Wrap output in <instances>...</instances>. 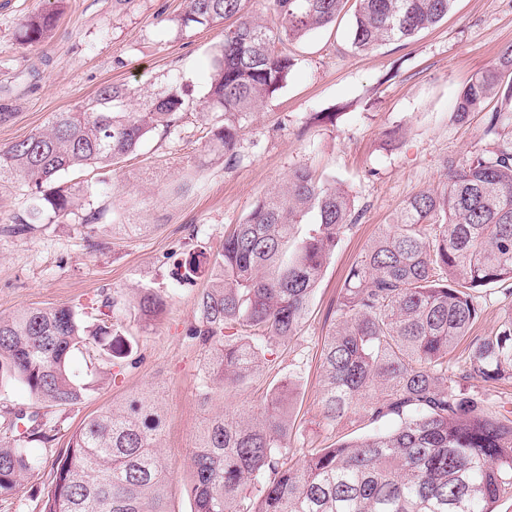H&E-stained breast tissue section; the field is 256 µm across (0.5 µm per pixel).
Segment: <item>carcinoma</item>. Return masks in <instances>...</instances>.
Returning a JSON list of instances; mask_svg holds the SVG:
<instances>
[{"label":"carcinoma","mask_w":512,"mask_h":512,"mask_svg":"<svg viewBox=\"0 0 512 512\" xmlns=\"http://www.w3.org/2000/svg\"><path fill=\"white\" fill-rule=\"evenodd\" d=\"M345 2L273 0L281 21L275 30L246 15L243 0H184L182 28L231 22L206 93L208 111L224 116L211 141L225 160L237 155L240 121L287 83L296 65L288 44L332 24ZM355 2L350 42L364 51L436 25L453 0ZM60 4L47 0L25 19L20 44L44 41ZM131 95L124 85H106L90 107L58 112L46 129L0 148V180L34 191L30 220L15 231L80 206L75 191L51 184L119 163L187 106L176 85L152 93L135 112L127 110ZM500 96L512 101V46L460 91L455 119L485 112ZM485 120L486 132L497 135L512 125V111L495 108ZM446 169L443 190L414 194L345 277L320 354L322 418L336 442L290 447L288 384L276 379L261 417L242 410L204 419L191 448L193 512H495L512 499V419L464 387L452 361L479 317V290L512 284V137ZM310 212L316 223L298 240L295 228ZM357 219L348 191L297 168L224 232L190 329L204 360L203 404L262 364L276 368L273 355L298 335L327 261ZM165 307L149 290L136 303L145 317ZM91 318L67 304L0 315V380L18 381L36 402V410L8 418L9 435L0 437V499L39 466L26 445L50 440V410L88 398L90 385L70 368L74 352L91 351L110 367L132 354L114 324ZM463 361L469 377L512 384V309L468 345ZM354 415L370 423L395 416L398 424L352 437L344 430ZM161 437L152 398L88 416L57 461L40 512H169Z\"/></svg>","instance_id":"cac0c4a2"}]
</instances>
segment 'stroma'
I'll return each instance as SVG.
<instances>
[{
  "instance_id": "obj_1",
  "label": "stroma",
  "mask_w": 512,
  "mask_h": 512,
  "mask_svg": "<svg viewBox=\"0 0 512 512\" xmlns=\"http://www.w3.org/2000/svg\"><path fill=\"white\" fill-rule=\"evenodd\" d=\"M44 6V0H0V110L10 115L0 122V148L43 129L56 113L87 106L108 84L140 97L177 85L189 106L174 126L149 134L118 164L62 176L60 185L83 188L86 206L28 233L14 227L33 204L31 190L18 181L0 183V314L60 304L96 308L108 295L118 300L113 323L136 339L119 370L90 373L88 357L73 354L72 368L92 391L82 405L54 414V440L32 443L41 463L13 498L0 500V512H39L53 463L85 417L134 396L156 398L164 418L168 508L192 512L190 450L207 412L258 405L273 374L294 381L290 445L333 443L320 415V348L345 276L412 195L442 188L447 160H465L490 144L483 113L458 123L453 110L460 88L512 45V0H454L436 26L366 52L350 46L353 10L345 8L332 25L293 44L297 64L287 84L243 120L239 158L231 165L210 150L209 131L219 117L205 107L223 25L180 28L184 0H126L118 8L112 0H66L51 38L20 44L21 21ZM327 111L334 122H312L314 113ZM299 167L316 180L340 183L360 219L343 232L309 317L276 372L260 369L202 404L201 348L186 331L197 320L196 299L209 274L203 269L185 278L184 264L212 256L225 227L242 223L260 197ZM91 208L98 219L90 231ZM142 289L166 299L157 319H139Z\"/></svg>"
}]
</instances>
